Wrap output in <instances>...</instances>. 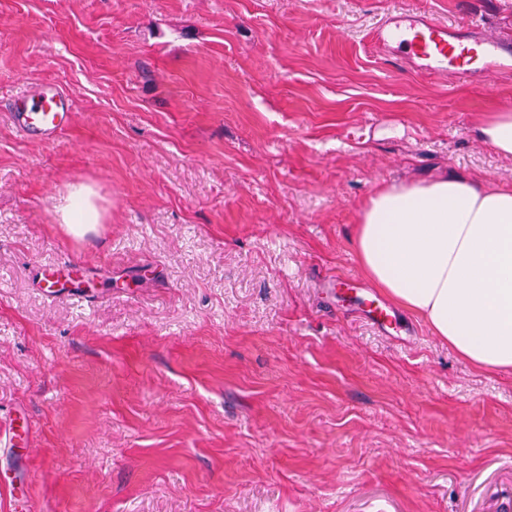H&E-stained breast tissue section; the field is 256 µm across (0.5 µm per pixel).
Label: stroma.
Returning a JSON list of instances; mask_svg holds the SVG:
<instances>
[{
  "label": "stroma",
  "instance_id": "1",
  "mask_svg": "<svg viewBox=\"0 0 512 512\" xmlns=\"http://www.w3.org/2000/svg\"><path fill=\"white\" fill-rule=\"evenodd\" d=\"M399 8L512 35V0H0V512H512V373L350 304L377 188L512 185L471 134L512 74L396 68ZM39 83L47 145L3 108ZM72 100L57 84H42L11 99L8 115L14 130L28 141L49 143L69 125ZM95 198V192L84 184L67 188L55 205L58 224H65L68 232L79 238L93 231L102 218Z\"/></svg>",
  "mask_w": 512,
  "mask_h": 512
}]
</instances>
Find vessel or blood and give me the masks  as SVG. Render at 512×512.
I'll return each instance as SVG.
<instances>
[{
  "label": "vessel or blood",
  "mask_w": 512,
  "mask_h": 512,
  "mask_svg": "<svg viewBox=\"0 0 512 512\" xmlns=\"http://www.w3.org/2000/svg\"><path fill=\"white\" fill-rule=\"evenodd\" d=\"M374 40L391 63L433 77L485 78L512 70V39L471 21L451 24L401 9L384 16ZM71 109L64 89L42 84L13 98L8 115L21 138L49 143L68 126Z\"/></svg>",
  "instance_id": "1"
}]
</instances>
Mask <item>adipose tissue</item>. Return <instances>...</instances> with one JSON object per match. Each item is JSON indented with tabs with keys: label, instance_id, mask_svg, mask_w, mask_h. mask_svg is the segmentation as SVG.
Returning <instances> with one entry per match:
<instances>
[{
	"label": "adipose tissue",
	"instance_id": "obj_1",
	"mask_svg": "<svg viewBox=\"0 0 512 512\" xmlns=\"http://www.w3.org/2000/svg\"><path fill=\"white\" fill-rule=\"evenodd\" d=\"M472 134L512 158L511 112L487 113ZM55 214L79 238L102 218L83 184L58 197ZM352 244L364 275L458 356L512 372V188L448 174L378 188L359 211Z\"/></svg>",
	"mask_w": 512,
	"mask_h": 512
}]
</instances>
